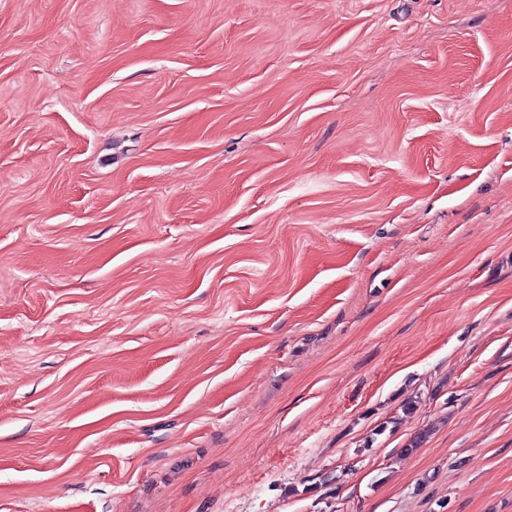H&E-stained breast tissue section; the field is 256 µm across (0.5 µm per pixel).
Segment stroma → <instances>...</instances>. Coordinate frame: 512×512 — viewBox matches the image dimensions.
<instances>
[{
	"instance_id": "obj_1",
	"label": "stroma",
	"mask_w": 512,
	"mask_h": 512,
	"mask_svg": "<svg viewBox=\"0 0 512 512\" xmlns=\"http://www.w3.org/2000/svg\"><path fill=\"white\" fill-rule=\"evenodd\" d=\"M0 512H512V0H0Z\"/></svg>"
}]
</instances>
